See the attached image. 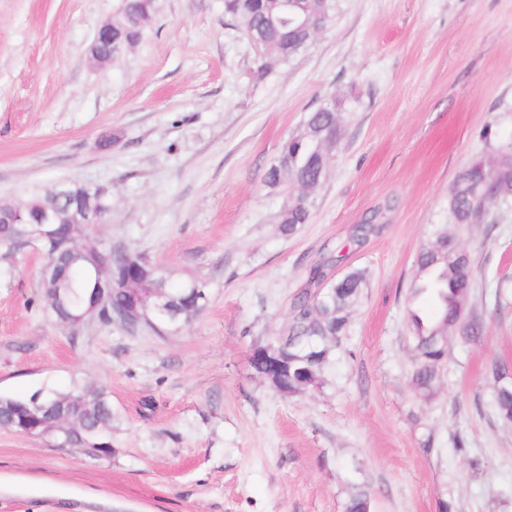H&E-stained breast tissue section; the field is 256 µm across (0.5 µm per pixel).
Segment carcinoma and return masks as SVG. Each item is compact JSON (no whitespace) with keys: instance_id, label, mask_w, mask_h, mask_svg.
Returning a JSON list of instances; mask_svg holds the SVG:
<instances>
[{"instance_id":"1","label":"carcinoma","mask_w":512,"mask_h":512,"mask_svg":"<svg viewBox=\"0 0 512 512\" xmlns=\"http://www.w3.org/2000/svg\"><path fill=\"white\" fill-rule=\"evenodd\" d=\"M333 0H224V10L234 17L254 41L253 78L263 79L272 64L286 63L314 40V25L328 24ZM154 0H121L113 18L115 34L121 35L124 49L135 46L154 18ZM336 132L341 138L340 112L309 113L299 132L289 136L278 160L265 173L268 184L287 183L295 198H308L325 177L330 154L325 134ZM11 200L6 209L23 208L24 215L37 212L38 203L48 191ZM449 211L455 224H493L512 211V149L498 148L490 160H478L464 170L448 188ZM310 214L291 209L281 213L279 224L285 235L308 223ZM90 224H53L46 240L48 258L55 277L41 281L45 309L65 323L71 313L84 306L94 287V275L103 271L100 246L88 244ZM42 236L37 224H1L0 246L19 247ZM464 248L447 232L439 233L419 254L417 270L410 284L409 300L426 295L435 300L438 313L423 317L412 306L407 316L414 335L416 366L412 384L416 392L430 398L435 394L437 369L446 355L444 337L465 313L472 285V258L452 260ZM110 306L126 307L148 295H162L170 303V314L160 317L149 329L157 334L178 333L202 310L207 300L206 286L196 279L174 282L165 271L141 253L112 258ZM365 283L361 270H351L322 287L323 298L305 291L293 302L288 323L281 334L269 342L288 360V392L296 393L320 383L322 372L334 348L346 337L350 308ZM46 406L65 402L70 412L67 429L72 442L84 455L96 459L101 448L112 447V429L119 416L105 387L94 380H80L65 390L39 389L27 396H0V427L27 433L31 424L21 406L35 397ZM495 410L504 421H512V390H498ZM369 495L360 491L348 499L345 512H370Z\"/></svg>"}]
</instances>
